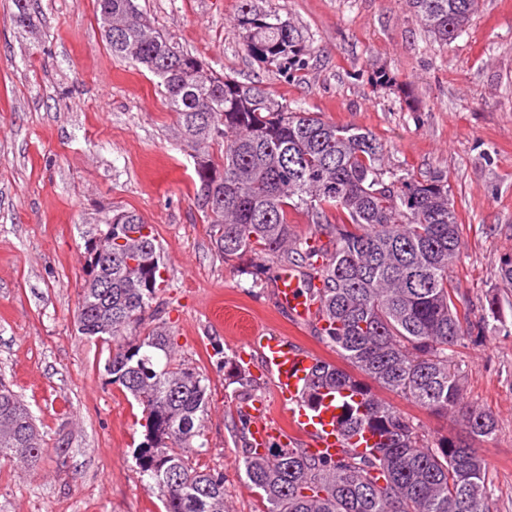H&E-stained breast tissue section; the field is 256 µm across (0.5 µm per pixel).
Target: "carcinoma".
<instances>
[{"label":"carcinoma","mask_w":512,"mask_h":512,"mask_svg":"<svg viewBox=\"0 0 512 512\" xmlns=\"http://www.w3.org/2000/svg\"><path fill=\"white\" fill-rule=\"evenodd\" d=\"M242 0L236 25L253 60L279 69L305 64L310 49L290 21ZM14 23L33 25L32 0H13ZM112 55L157 78L176 114L178 134L193 151L195 204L211 224L224 261L253 254L295 267L323 287L321 340L353 371L320 360L306 402L328 391L345 401V434L368 430L371 452L330 461L299 448L244 444L240 464L261 512H487L488 467L470 444L430 439L379 398L372 385L436 414L461 419L472 440L491 436L493 413L464 401L463 343L448 270L462 230L445 175L421 179L382 169L384 147L370 132L326 121L291 106L256 82L205 69L202 60L160 34L138 0H96ZM441 45L469 26L478 0H408ZM304 212L329 238L328 257L294 236L290 212ZM100 231L112 240V269L87 248L78 332L112 345L107 382L142 409L141 476L157 489L163 512H226L224 471L199 462L210 391L197 368L174 357L173 331L152 309L164 279L154 225L134 210L112 211ZM151 326L145 327L146 319ZM220 365L246 396L255 379L224 357ZM45 435L30 406L0 378V458L30 465Z\"/></svg>","instance_id":"1"}]
</instances>
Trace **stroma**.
Wrapping results in <instances>:
<instances>
[{
  "mask_svg": "<svg viewBox=\"0 0 512 512\" xmlns=\"http://www.w3.org/2000/svg\"><path fill=\"white\" fill-rule=\"evenodd\" d=\"M140 3L156 30L214 71L371 131L387 169L447 176L463 227L449 270L458 312L472 328L497 314L459 348L466 399L497 420L474 448L489 467V512H512V288L498 279L512 259V0H479L467 32L445 47L407 0H263L309 41L305 66L290 74L246 54L240 0ZM12 10L0 0V376L52 446L36 466L0 464V512L161 510L135 460L142 412L106 384L107 345L74 325L86 242L116 208L153 224L163 249L156 303L178 359L211 390L203 461L224 472L228 512H259L239 466L244 403L215 349L235 355L250 324L341 358L278 307L279 267L251 256L228 264L215 252L175 117L149 72L107 50L96 0H38L30 28L14 25ZM381 72L389 83H377ZM377 394L432 438L464 433L457 418Z\"/></svg>",
  "mask_w": 512,
  "mask_h": 512,
  "instance_id": "stroma-1",
  "label": "stroma"
}]
</instances>
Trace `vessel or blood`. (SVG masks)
Listing matches in <instances>:
<instances>
[{
    "instance_id": "b4317fda",
    "label": "vessel or blood",
    "mask_w": 512,
    "mask_h": 512,
    "mask_svg": "<svg viewBox=\"0 0 512 512\" xmlns=\"http://www.w3.org/2000/svg\"><path fill=\"white\" fill-rule=\"evenodd\" d=\"M276 301L293 321L309 323L319 319L318 305L307 294L298 269L282 271L276 282ZM240 347L260 351L265 371L275 378L273 403L258 399L248 408L253 419L249 437L255 447H266L275 440L279 445L331 460L348 452L365 453L374 448L376 438L371 432L348 438L340 435L342 407L335 395L325 396L313 407L304 404L302 392L316 363L315 353L286 337L261 330L244 336ZM274 407L286 411L287 426L273 428L270 410Z\"/></svg>"
}]
</instances>
